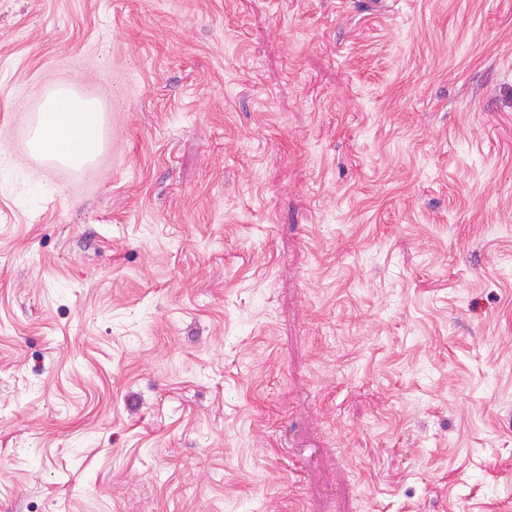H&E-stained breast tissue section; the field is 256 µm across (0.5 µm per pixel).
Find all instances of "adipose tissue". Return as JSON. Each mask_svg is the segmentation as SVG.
<instances>
[{
	"instance_id": "ef3b65f1",
	"label": "adipose tissue",
	"mask_w": 512,
	"mask_h": 512,
	"mask_svg": "<svg viewBox=\"0 0 512 512\" xmlns=\"http://www.w3.org/2000/svg\"><path fill=\"white\" fill-rule=\"evenodd\" d=\"M100 105L72 89L53 92L43 105L41 118L24 145L34 156L51 155L74 168L91 164L103 140Z\"/></svg>"
}]
</instances>
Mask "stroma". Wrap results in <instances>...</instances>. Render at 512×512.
I'll return each instance as SVG.
<instances>
[{"mask_svg":"<svg viewBox=\"0 0 512 512\" xmlns=\"http://www.w3.org/2000/svg\"><path fill=\"white\" fill-rule=\"evenodd\" d=\"M0 512H512V0H0ZM100 105L74 89L53 92L43 105L41 118L23 150L80 169L91 164L103 145Z\"/></svg>","mask_w":512,"mask_h":512,"instance_id":"35a3bbf8","label":"stroma"}]
</instances>
